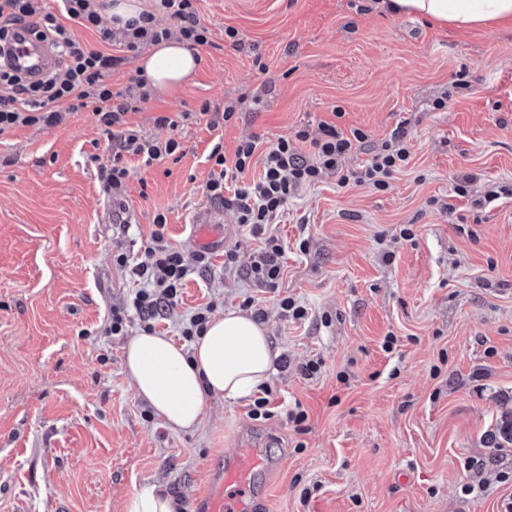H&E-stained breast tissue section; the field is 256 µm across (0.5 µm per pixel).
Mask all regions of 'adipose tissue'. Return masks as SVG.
<instances>
[{
	"label": "adipose tissue",
	"instance_id": "obj_1",
	"mask_svg": "<svg viewBox=\"0 0 512 512\" xmlns=\"http://www.w3.org/2000/svg\"><path fill=\"white\" fill-rule=\"evenodd\" d=\"M391 12L459 29L512 23V0H385ZM200 59L175 39L153 45L139 62L148 87L165 91L190 78ZM276 352L264 327L236 310L213 318L190 347L140 333L126 344L123 367L139 397L175 431L196 428L214 398L235 401L264 385Z\"/></svg>",
	"mask_w": 512,
	"mask_h": 512
}]
</instances>
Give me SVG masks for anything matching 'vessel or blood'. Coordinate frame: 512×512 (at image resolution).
Masks as SVG:
<instances>
[{
    "instance_id": "1",
    "label": "vessel or blood",
    "mask_w": 512,
    "mask_h": 512,
    "mask_svg": "<svg viewBox=\"0 0 512 512\" xmlns=\"http://www.w3.org/2000/svg\"><path fill=\"white\" fill-rule=\"evenodd\" d=\"M50 56L48 45L30 33L10 63L21 72L35 71L47 64ZM267 467L268 462L259 449H238L225 463L223 471L213 476L205 495L197 497L198 512H253L255 504L249 492Z\"/></svg>"
}]
</instances>
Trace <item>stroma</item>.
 <instances>
[{
  "label": "stroma",
  "instance_id": "obj_1",
  "mask_svg": "<svg viewBox=\"0 0 512 512\" xmlns=\"http://www.w3.org/2000/svg\"><path fill=\"white\" fill-rule=\"evenodd\" d=\"M196 8L210 31L196 76L129 117L181 151L134 168L131 223L113 222L86 161L112 153L92 112L0 134V512H127L145 485L195 512L250 435L273 463L257 479L261 512H512V445L486 443L512 409V195L484 200L512 184V25L447 29L382 0ZM228 105L233 120L213 125ZM161 112L176 127L156 126ZM322 122L368 133L347 168L399 131L409 163L383 192L333 174L299 189L270 227L283 277L261 287L247 276L259 240L205 193L207 155L217 142L230 155L242 138L270 143ZM160 210L173 246L197 250L204 212L223 225L224 248L154 319L156 332L179 337L198 307L220 315L254 297L289 360L268 381L271 418L252 419L247 398L215 401L197 429L175 432L126 376L124 347L142 322L130 314L112 334V309L140 286L131 267ZM285 296L305 319L282 316ZM312 359L320 368L307 379L299 367ZM296 409L303 424L288 418Z\"/></svg>",
  "mask_w": 512,
  "mask_h": 512
}]
</instances>
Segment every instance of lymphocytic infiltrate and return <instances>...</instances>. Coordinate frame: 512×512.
<instances>
[{"label":"lymphocytic infiltrate","mask_w":512,"mask_h":512,"mask_svg":"<svg viewBox=\"0 0 512 512\" xmlns=\"http://www.w3.org/2000/svg\"><path fill=\"white\" fill-rule=\"evenodd\" d=\"M60 14L46 11L43 0H0V84L6 94L0 95V134L21 126H53L64 114L91 109L98 123L112 135L114 144L109 160L91 154L96 164L104 194L118 210H125L127 183L132 170L130 157H139L143 166L173 157L180 149L175 139L158 141L129 127L128 113L137 112L149 98L143 78H132L122 91H113L105 80L107 69L115 63L112 56L90 49L66 27L73 20L87 29L97 30L102 41L121 45L135 52L148 44L178 37L189 46L209 42V31L196 12L195 0H154V8L129 19L121 27L102 24L101 0H59ZM165 14L175 23L174 29L160 28L156 14ZM31 28L39 38L48 41L59 56V65L40 78H30L3 59L18 29ZM310 143L311 156H301L295 141ZM367 135L359 129L343 132L336 125L323 122L317 129L296 131L294 137H281L275 143L262 145L259 136L242 139L233 157H226L222 145H214L208 155L210 177L205 185L207 195L223 201L238 224L261 237L262 244L250 262L249 275L257 283L276 288L283 275V247L275 235L266 231L299 188L318 183L326 174L336 175L341 185L355 181L377 191L386 190L393 172L410 156L404 134H396L382 150L374 152L366 165L357 171L344 168L343 161L361 149ZM261 158L263 173L253 183L240 181L254 158ZM167 217L157 214L154 229L144 249L143 258L132 269L142 281L130 307L112 311V331L121 333L128 311H136L142 320L154 319L172 308L190 274L207 267V252L192 254L173 246L166 239Z\"/></svg>","instance_id":"obj_1"}]
</instances>
